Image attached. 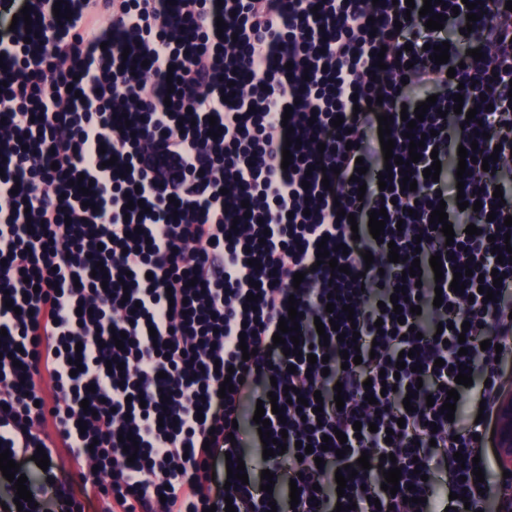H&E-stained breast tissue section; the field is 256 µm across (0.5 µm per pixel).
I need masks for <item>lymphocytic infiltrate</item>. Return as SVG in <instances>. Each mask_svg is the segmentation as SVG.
Listing matches in <instances>:
<instances>
[{"instance_id": "obj_1", "label": "lymphocytic infiltrate", "mask_w": 512, "mask_h": 512, "mask_svg": "<svg viewBox=\"0 0 512 512\" xmlns=\"http://www.w3.org/2000/svg\"><path fill=\"white\" fill-rule=\"evenodd\" d=\"M506 3L481 0L470 10L461 0L436 2L446 21L429 30L405 0H6L0 452L23 465L59 444L92 461L95 472L80 480L112 512H224L229 503L258 512L269 501L277 512H335L342 498L353 512L477 504L473 459L499 397V360L512 356V260L492 252L504 246L512 216ZM57 4L70 18L55 16ZM25 7L28 26L13 20ZM470 11L479 17L476 38L466 27ZM445 42L449 60L435 64L428 48ZM475 48L494 51V64L474 60ZM432 95L435 105L412 129L424 138L407 176L416 190L403 189L398 173L380 189L379 116L392 118L394 156L408 157L401 112ZM289 132L301 147L286 166ZM462 145L474 159L461 174ZM493 153L498 161L482 166ZM436 160L434 182L423 171ZM80 180L88 193L78 191ZM461 198L468 209L458 208ZM439 206L453 240L430 222ZM380 209L387 218L377 240L368 222ZM340 244L347 252L338 268L318 263L319 248ZM393 246L396 263L387 259ZM415 257L418 279L407 274ZM464 267L457 293L450 284ZM400 287L407 299L395 308L389 299ZM292 298L300 343L287 356L273 336ZM331 320L335 328L319 336L317 322ZM353 329L357 340H339ZM246 348L252 357H243ZM353 349L361 364L344 365L342 351ZM409 350L413 358L397 368ZM460 365L479 385L476 397L456 384ZM228 378L234 389L221 393ZM451 389L459 399L449 421L441 407ZM368 393L377 404L365 401ZM317 395L318 414L309 405ZM259 407L272 438L287 444L273 458L269 493L227 478V456L246 460L262 445ZM125 436L136 439V458L124 452ZM303 441L312 447L304 456ZM364 453L366 469L357 464ZM344 466L356 475L340 495L335 472ZM394 466L401 478L393 495L382 471Z\"/></svg>"}]
</instances>
